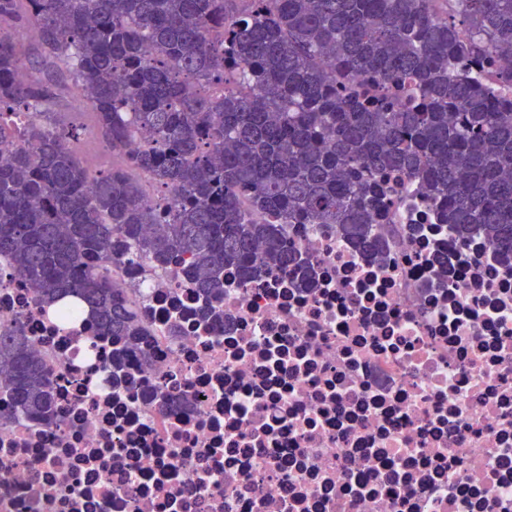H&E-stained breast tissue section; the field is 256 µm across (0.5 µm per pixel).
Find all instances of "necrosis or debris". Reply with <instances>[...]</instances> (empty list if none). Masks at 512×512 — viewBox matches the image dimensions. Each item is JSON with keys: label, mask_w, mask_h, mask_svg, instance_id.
I'll return each instance as SVG.
<instances>
[{"label": "necrosis or debris", "mask_w": 512, "mask_h": 512, "mask_svg": "<svg viewBox=\"0 0 512 512\" xmlns=\"http://www.w3.org/2000/svg\"><path fill=\"white\" fill-rule=\"evenodd\" d=\"M374 247L286 224L298 259L224 274L220 322L182 263L104 272L145 331L63 327L0 259V330L49 374L51 417L0 409V512H512V264L398 183Z\"/></svg>", "instance_id": "1"}]
</instances>
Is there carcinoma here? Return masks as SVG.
<instances>
[{"label": "carcinoma", "instance_id": "obj_1", "mask_svg": "<svg viewBox=\"0 0 512 512\" xmlns=\"http://www.w3.org/2000/svg\"><path fill=\"white\" fill-rule=\"evenodd\" d=\"M502 56L512 0H0V256L45 304L88 308L116 383L144 336L100 274L118 250L188 263L206 321L226 269L296 261L275 225L366 240L396 176L512 256V100L475 71ZM62 80L111 169L83 165ZM1 403L53 409L20 330L0 333Z\"/></svg>", "mask_w": 512, "mask_h": 512}]
</instances>
